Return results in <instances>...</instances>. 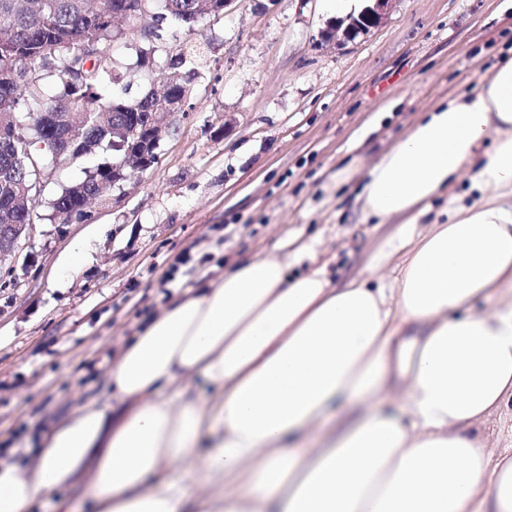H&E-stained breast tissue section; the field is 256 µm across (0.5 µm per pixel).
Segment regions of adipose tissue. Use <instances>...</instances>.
I'll list each match as a JSON object with an SVG mask.
<instances>
[{
    "label": "adipose tissue",
    "mask_w": 512,
    "mask_h": 512,
    "mask_svg": "<svg viewBox=\"0 0 512 512\" xmlns=\"http://www.w3.org/2000/svg\"><path fill=\"white\" fill-rule=\"evenodd\" d=\"M361 212L397 223L362 276L256 256L150 318L110 405L0 462V512H73L74 488L93 512H512V448L482 432L512 404V59L378 158Z\"/></svg>",
    "instance_id": "1"
}]
</instances>
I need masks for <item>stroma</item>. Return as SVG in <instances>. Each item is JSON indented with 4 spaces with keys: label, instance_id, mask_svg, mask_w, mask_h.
<instances>
[{
    "label": "stroma",
    "instance_id": "stroma-1",
    "mask_svg": "<svg viewBox=\"0 0 512 512\" xmlns=\"http://www.w3.org/2000/svg\"><path fill=\"white\" fill-rule=\"evenodd\" d=\"M326 0H237L220 20L176 28L204 52L190 108L141 179L109 189L87 220H35L0 261V460L23 461L38 432L75 407L105 403L118 340L188 289L245 256L314 259L334 281L363 273L393 230L369 224L356 196L370 165L422 111L478 90L512 54V0H395L370 34L321 40ZM136 36L112 43L115 93L148 89L129 71ZM90 258L67 268L72 247Z\"/></svg>",
    "mask_w": 512,
    "mask_h": 512
}]
</instances>
